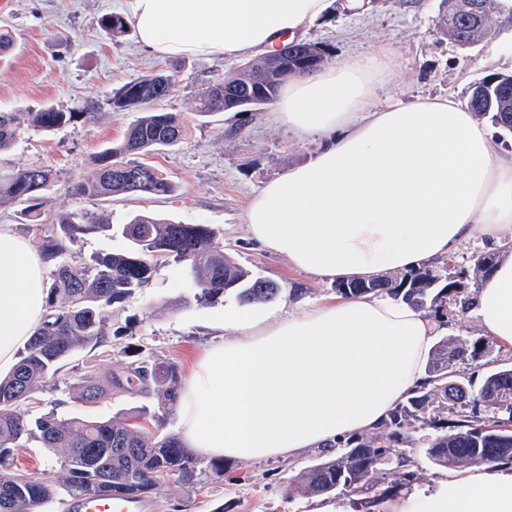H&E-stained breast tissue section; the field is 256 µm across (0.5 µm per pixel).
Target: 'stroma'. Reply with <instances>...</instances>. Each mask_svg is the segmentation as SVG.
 Listing matches in <instances>:
<instances>
[{
  "label": "stroma",
  "mask_w": 512,
  "mask_h": 512,
  "mask_svg": "<svg viewBox=\"0 0 512 512\" xmlns=\"http://www.w3.org/2000/svg\"><path fill=\"white\" fill-rule=\"evenodd\" d=\"M442 0H333L330 20L315 21L307 41L329 45L332 60L372 50L385 43L395 51L387 83L392 101L408 104L424 97L454 94L467 102L471 86L492 72L512 74V15H496L492 35L461 50L439 30ZM125 0H0V28L12 30L16 48L0 60V112H37L54 107L78 113L72 125L44 131L21 126L11 152L0 167L38 164L56 175L39 201V223H30L22 204L0 205V225L41 247L61 214L82 209L104 215L110 230L81 236L67 244L60 259H44L46 272L58 261L88 262L98 253L127 251L124 224L137 214H153L180 224H206L224 251L241 266L280 283L282 291L266 309L288 308L295 295L333 300L335 283L304 274L286 258L253 242L244 212L250 199L269 180L306 163L318 140L302 141L274 123L271 106L258 112H215L201 115L194 98L209 80L242 65L239 57L169 58L141 46L134 28L119 36L103 30V15L125 14ZM177 77L174 92L158 105L179 113L180 142L143 155L175 187L166 197H116L102 201L74 195L73 188L104 148L120 143L140 109L112 111L108 99L122 84L148 73ZM91 118H81L86 106ZM196 290L181 268L158 259L153 281L127 303L113 307L111 337L94 348L74 353L55 374L46 377L24 410L38 416L86 414L108 420L134 410L148 414V433H178L179 413L159 407L156 389L113 390L89 408L75 405L68 388L87 374L121 373L131 357L145 362L169 359L189 375L203 346L224 337V313L238 308L234 295L218 305L195 299ZM318 455L309 449L293 459L236 460L224 464L223 477L201 474L197 485L162 486L154 497L157 512H315L322 498L289 492L288 486Z\"/></svg>",
  "instance_id": "stroma-1"
}]
</instances>
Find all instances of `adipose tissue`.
Masks as SVG:
<instances>
[{
    "label": "adipose tissue",
    "mask_w": 512,
    "mask_h": 512,
    "mask_svg": "<svg viewBox=\"0 0 512 512\" xmlns=\"http://www.w3.org/2000/svg\"><path fill=\"white\" fill-rule=\"evenodd\" d=\"M140 41L167 57H235L292 41L328 0H128ZM394 66L377 46L288 77L277 125L320 139L251 200L250 238L297 270L330 279L424 268L474 234L512 247V153L453 95L381 104ZM41 256L0 225V375L39 329ZM485 336L512 349V250L484 279L472 309ZM236 336L210 343L180 389L179 436L209 458H293L376 430L424 378L426 312L385 297L298 299L269 315L231 310ZM391 512H512V468L475 466L411 495Z\"/></svg>",
    "instance_id": "adipose-tissue-1"
}]
</instances>
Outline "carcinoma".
<instances>
[{"label": "carcinoma", "instance_id": "obj_1", "mask_svg": "<svg viewBox=\"0 0 512 512\" xmlns=\"http://www.w3.org/2000/svg\"><path fill=\"white\" fill-rule=\"evenodd\" d=\"M442 33L460 49L469 48L491 35L498 0H443ZM100 25L112 35H121L126 22L119 15H105ZM288 66L266 72L270 56L243 65L231 75L210 81L198 93L199 114L240 112L224 105V87H245L260 73H267V103H272L285 75L303 70L314 59L325 63L331 57L323 42L299 41L280 51ZM173 74H147L112 92L109 105L123 112L153 105L173 91ZM470 110L488 117L495 127L512 134V74L494 73L476 82ZM85 112H65L47 107L39 112L0 113V153L10 150L21 123L45 131L66 127L88 117ZM183 126L176 112H146L132 123L123 141L98 154L96 166L75 186L80 196L104 200L117 195L168 196L174 185L157 169L140 161L123 162L124 155L147 154L177 144ZM144 167L138 184L117 169ZM54 183L52 169L41 165L0 171V204L24 203L30 220L38 219L37 204ZM106 219L84 211H70L58 220V231L44 241V252L57 257L64 241H74L98 229H107ZM122 233L133 244L123 253L95 256L91 262L73 266L66 262L53 271L46 297L42 326L19 353L13 370L0 376V512H43L60 499L85 494H124L152 497L158 488L174 480L194 486L203 471L221 476L224 462L204 461L189 454L174 434L148 435L136 424L137 414L109 420L59 417L53 413L29 418L21 412L32 393L49 375L56 373L77 350L92 348L112 335L107 311L127 302L152 280L154 259H173L183 266L198 292L197 301L209 305L224 302L228 293L242 303H265L280 291L274 281L238 265L224 253V245L206 224H174L147 214L134 216ZM500 258L497 249L474 252L466 263L445 260L439 265L393 276L336 283L344 297L386 295L394 301L428 312L434 318L465 313L473 304L479 282ZM481 362L489 369L475 384L458 375L457 366ZM425 380L399 403L373 433L351 436L328 446L306 467L291 488L307 496H329L346 491L361 497L353 502L365 512L388 495L410 490L414 481V458L406 447L420 442L426 458L435 466L460 469L471 466L512 465V365L502 362L494 342L461 335L438 338L426 361ZM113 388L145 391L158 387L162 405L173 411L179 396L181 374L168 360L147 365L131 361L123 374H108ZM78 404H94L104 389L94 375L72 386ZM28 441L60 456L57 470H21L10 462L13 449Z\"/></svg>", "mask_w": 512, "mask_h": 512}]
</instances>
